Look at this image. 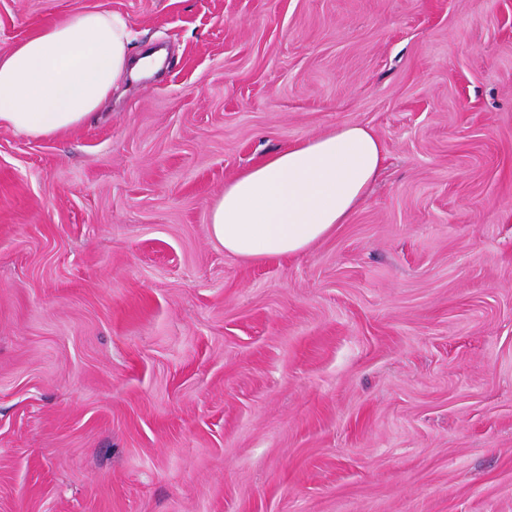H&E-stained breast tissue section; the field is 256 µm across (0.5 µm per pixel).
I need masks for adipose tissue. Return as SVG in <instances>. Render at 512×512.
Wrapping results in <instances>:
<instances>
[{"label": "adipose tissue", "mask_w": 512, "mask_h": 512, "mask_svg": "<svg viewBox=\"0 0 512 512\" xmlns=\"http://www.w3.org/2000/svg\"><path fill=\"white\" fill-rule=\"evenodd\" d=\"M121 14L84 8L0 53V126L33 138L86 123L114 88L150 68ZM379 136L344 124L239 172L212 205L210 233L245 260L289 256L347 223L384 164Z\"/></svg>", "instance_id": "ef3b65f1"}]
</instances>
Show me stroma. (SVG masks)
<instances>
[{
	"label": "stroma",
	"mask_w": 512,
	"mask_h": 512,
	"mask_svg": "<svg viewBox=\"0 0 512 512\" xmlns=\"http://www.w3.org/2000/svg\"><path fill=\"white\" fill-rule=\"evenodd\" d=\"M88 6L167 61L0 127V512H512V0H0V53ZM339 124L348 223L226 252L225 182Z\"/></svg>",
	"instance_id": "obj_1"
}]
</instances>
